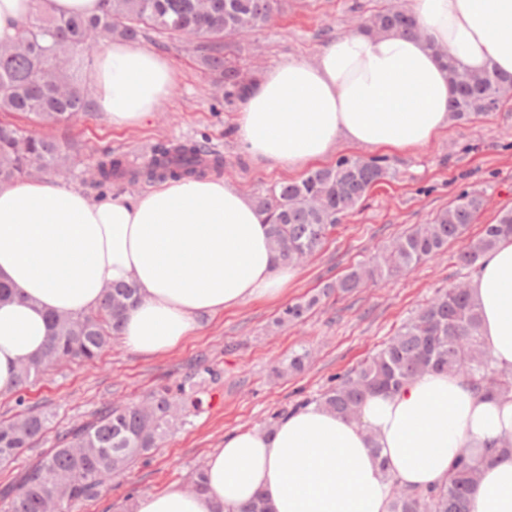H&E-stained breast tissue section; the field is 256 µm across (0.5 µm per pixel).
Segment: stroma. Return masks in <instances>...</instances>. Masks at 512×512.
Segmentation results:
<instances>
[{
    "instance_id": "stroma-1",
    "label": "stroma",
    "mask_w": 512,
    "mask_h": 512,
    "mask_svg": "<svg viewBox=\"0 0 512 512\" xmlns=\"http://www.w3.org/2000/svg\"><path fill=\"white\" fill-rule=\"evenodd\" d=\"M382 3L283 0L273 20L228 40L226 53L242 73L255 79L268 67L291 59L312 62L326 42L353 32L354 17L370 16ZM140 43L168 58L175 72L170 94L142 123L118 128L95 110L79 113L66 129L18 113L6 112L0 119L71 147L75 160L58 180L94 198L101 195L96 186L100 161L177 142L199 141L218 151L228 163L224 181L252 197L275 183L297 179V172L269 167L241 151L234 123L241 104L225 102L222 87L191 48L153 35ZM388 160L394 176L372 188L342 219L323 249L298 264L296 278L280 297L251 300L203 317L196 334L164 354H138L117 338L95 362L49 365L25 397L29 405L49 411L51 422L34 447L25 449L11 466L0 467V485L13 481L53 447L63 429L90 419L112 402L141 401L157 386L183 380L199 359H206L222 375L207 386L202 407L191 412L187 424L171 432L147 460L112 477L97 497L77 507V512H130L139 493L188 483L191 472L222 445L226 434L264 428L273 413L317 396L332 376L356 367L438 290L469 282L472 272L455 260L465 245L459 239L449 243L444 254L402 276L350 294H332L303 321L277 325L286 306L307 300L351 267L374 262L463 191L485 198L469 236H477L482 225L512 208V103L471 122L451 123L428 147L392 153ZM305 350L310 363L304 372L272 377V367Z\"/></svg>"
}]
</instances>
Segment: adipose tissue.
<instances>
[{
  "instance_id": "adipose-tissue-1",
  "label": "adipose tissue",
  "mask_w": 512,
  "mask_h": 512,
  "mask_svg": "<svg viewBox=\"0 0 512 512\" xmlns=\"http://www.w3.org/2000/svg\"><path fill=\"white\" fill-rule=\"evenodd\" d=\"M102 8V0H0V43L36 16ZM410 9L420 37L341 35L315 62L269 68L236 117L242 151L301 171L340 141L421 149L453 121L442 56L512 78V0H410ZM174 77L156 52L115 42L93 63V100L113 126H132L169 95ZM296 274L276 262L266 215L220 179L104 199L46 179L2 185L0 280L19 295L0 302V396L44 351L49 314L94 313L112 284L137 285L123 340L156 356L196 334L202 316L278 297ZM469 288L494 366L511 370V237L483 258ZM502 439H512V394L486 397L463 377L429 372L369 397L354 419L312 403L273 430L228 434L206 457L204 492L173 483L140 494L132 512H238L258 496L270 512H388L394 486L446 483L464 448L487 456L472 512H512V455L495 447Z\"/></svg>"
}]
</instances>
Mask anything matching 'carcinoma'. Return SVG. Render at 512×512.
<instances>
[{"mask_svg":"<svg viewBox=\"0 0 512 512\" xmlns=\"http://www.w3.org/2000/svg\"><path fill=\"white\" fill-rule=\"evenodd\" d=\"M281 0H104L102 13L93 17L45 16L22 27L16 41L0 44V112L31 114L49 124L71 121L90 110L81 77V57L73 47L91 55L103 40L135 41L152 31L188 42L206 68L224 81L225 94L244 100L252 87L224 58V39L268 23ZM366 33L417 34L405 9L382 5L361 27ZM448 82L454 90L453 116L468 120L495 111L501 100L498 87L512 79L492 66L473 72L445 58ZM66 151L54 139L24 133L0 122V184L33 174L60 170ZM224 169V158L198 142L162 147L151 166L128 173L113 158L99 164L101 186L120 181L198 179ZM391 176L381 158L342 157L330 167L309 170L300 179L283 181L256 198L267 214L275 260L293 266L298 254L312 255L322 248L341 219L353 211L375 185ZM478 192H464L433 219L398 240L372 266L350 269L326 291L349 293L377 278H395L439 255L448 242L467 233L483 211ZM512 237V209L501 211L495 222L456 254L464 269H475L501 239ZM314 296L284 311L294 321L316 302ZM138 302L135 284L105 290L97 312L90 315H51L44 354L24 364L17 390L27 388L48 365L59 360L93 362L115 336L122 334L127 310ZM482 316L466 288L437 294L403 322L376 352L360 365L336 377V384L314 399L337 414L353 418L367 397L395 392L427 372L462 375L486 396L512 393V371L492 365L481 336ZM195 375L175 387L152 392L138 404L114 402L91 420L68 428L58 443L29 465L14 486L0 488V512H72L79 502L98 495L112 476L128 470L145 456L184 416L201 405ZM47 417L25 408L9 422H0V466L32 447L46 428ZM480 460L472 449L459 454L448 482L421 490L394 488L388 512H471L469 493L479 476Z\"/></svg>","mask_w":512,"mask_h":512,"instance_id":"carcinoma-1","label":"carcinoma"}]
</instances>
